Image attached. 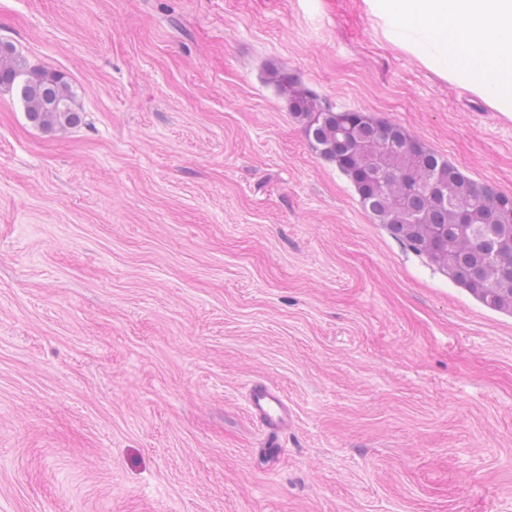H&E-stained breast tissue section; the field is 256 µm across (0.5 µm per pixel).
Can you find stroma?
<instances>
[{"mask_svg": "<svg viewBox=\"0 0 512 512\" xmlns=\"http://www.w3.org/2000/svg\"><path fill=\"white\" fill-rule=\"evenodd\" d=\"M0 512H512V314L376 223L270 79L512 195V119L362 0H0ZM279 390V456L246 403ZM0 87L16 91L29 121L37 127L64 128L81 120L64 76L31 65L10 41H0Z\"/></svg>", "mask_w": 512, "mask_h": 512, "instance_id": "35a3bbf8", "label": "stroma"}]
</instances>
